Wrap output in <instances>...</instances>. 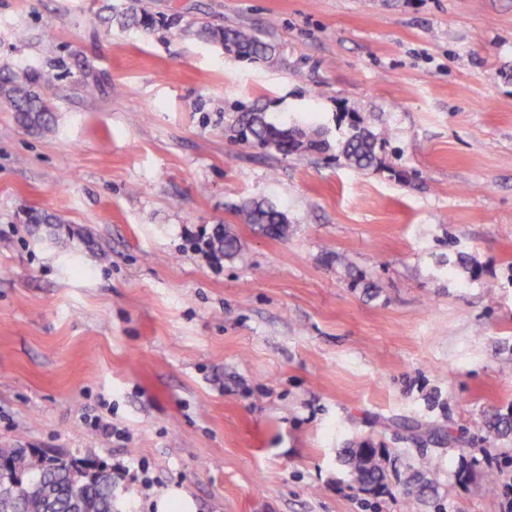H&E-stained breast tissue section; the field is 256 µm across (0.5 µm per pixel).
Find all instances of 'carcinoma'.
<instances>
[{"label": "carcinoma", "instance_id": "1", "mask_svg": "<svg viewBox=\"0 0 512 512\" xmlns=\"http://www.w3.org/2000/svg\"><path fill=\"white\" fill-rule=\"evenodd\" d=\"M108 22L121 28L150 31L158 25H177L179 20H165L126 0L112 8ZM187 37L233 49L242 58L266 60L275 55L276 44L250 29L215 27L193 20L180 28ZM54 77L46 72L26 67L0 69V100L18 114L26 126L46 125L50 103L42 96L41 88L52 84ZM234 141L249 147L272 150L282 155H300L322 149L324 142L306 130L286 123L276 126L267 121L265 112L252 107L237 115L232 125ZM379 138L358 124L350 125V133L339 142L338 151L349 166L370 170L380 163ZM246 224H257L270 235L283 237L288 232V217L264 202H250L237 208ZM482 430L486 439L496 441L512 435V418L496 417L486 421ZM46 456L37 453L13 454L10 468L0 475V483H17L13 494L0 497V512H73L79 502L84 512H114L111 493L112 475L87 476L69 473V467H47ZM346 463L353 481L359 488H374L378 492L386 485L387 474L380 449L368 444L346 450Z\"/></svg>", "mask_w": 512, "mask_h": 512}]
</instances>
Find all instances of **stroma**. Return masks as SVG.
<instances>
[{
    "label": "stroma",
    "mask_w": 512,
    "mask_h": 512,
    "mask_svg": "<svg viewBox=\"0 0 512 512\" xmlns=\"http://www.w3.org/2000/svg\"><path fill=\"white\" fill-rule=\"evenodd\" d=\"M121 2L0 0V66L57 75L48 126L0 109V448L105 461L117 512L173 489L195 512H502L512 437L471 431L512 416V0H144L271 36L257 62L108 25ZM254 104L329 150L233 143ZM353 119L378 168L339 157ZM406 418L462 439L420 446ZM362 441L383 492L339 457ZM237 212L244 223L260 225L275 237H283L288 232V217L272 205L250 202L238 207Z\"/></svg>",
    "instance_id": "obj_1"
}]
</instances>
